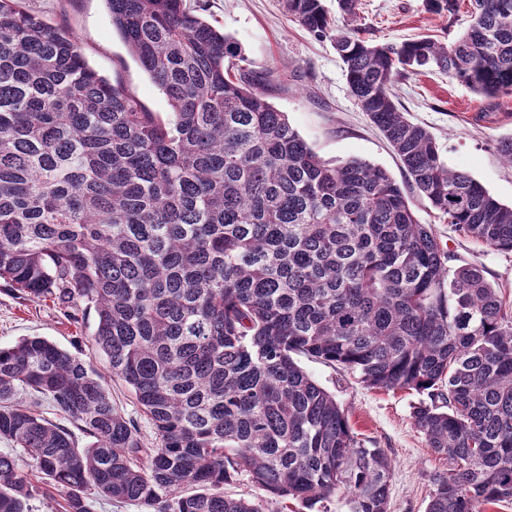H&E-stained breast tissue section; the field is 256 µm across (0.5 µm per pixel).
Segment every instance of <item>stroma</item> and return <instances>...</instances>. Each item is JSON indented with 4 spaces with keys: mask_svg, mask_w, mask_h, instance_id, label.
I'll list each match as a JSON object with an SVG mask.
<instances>
[{
    "mask_svg": "<svg viewBox=\"0 0 512 512\" xmlns=\"http://www.w3.org/2000/svg\"><path fill=\"white\" fill-rule=\"evenodd\" d=\"M187 3L200 7L203 18L240 44L246 71L267 99L287 112L290 123L315 152L340 161L359 157L385 168L410 197L419 222L432 225L459 263L482 267L487 280L512 302V253L463 237L438 218L411 185L383 133L356 105L331 39L315 38L291 21L281 0ZM26 5L47 23L68 27L79 39L89 65L134 91L148 111L169 112L166 96L113 28L105 0H26ZM358 14L362 37L374 43H399L421 34L451 43L468 20L463 11L452 21L433 14L425 0H359ZM394 92L400 111L435 136L450 168L468 171L493 197L512 204V165L499 151L502 141L512 139V97L490 109L468 87L429 72L397 79ZM95 321V314L88 313L82 322H73L51 302L20 298L0 284L1 346L26 336H42L91 358L94 367L107 375L105 356L92 350ZM299 363L335 396L353 432L391 458V512H426L434 480L447 474L448 463L427 448L413 425L411 413L419 395L370 389L347 370L304 357Z\"/></svg>",
    "mask_w": 512,
    "mask_h": 512,
    "instance_id": "obj_1",
    "label": "stroma"
}]
</instances>
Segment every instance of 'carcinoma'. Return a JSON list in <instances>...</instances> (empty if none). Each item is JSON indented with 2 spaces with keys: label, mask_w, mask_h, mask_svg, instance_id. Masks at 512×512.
<instances>
[{
  "label": "carcinoma",
  "mask_w": 512,
  "mask_h": 512,
  "mask_svg": "<svg viewBox=\"0 0 512 512\" xmlns=\"http://www.w3.org/2000/svg\"><path fill=\"white\" fill-rule=\"evenodd\" d=\"M170 112L91 68L77 39L0 0V281L72 320L154 429L146 448L91 362L41 336L0 346V512L56 492L153 512H390L391 459L352 433L298 358L414 391L448 460L426 512L512 502V303L454 265L404 190L361 158L319 156L250 82L240 46L185 0H106ZM331 37L359 108L459 233L512 252V205L450 169L393 85L438 71L495 105L512 96V0H473L448 45L370 43L323 0H282ZM456 18L459 0H427ZM50 403L73 428L37 411ZM85 439L79 445L78 438ZM246 477L268 498L224 494Z\"/></svg>",
  "instance_id": "1"
}]
</instances>
